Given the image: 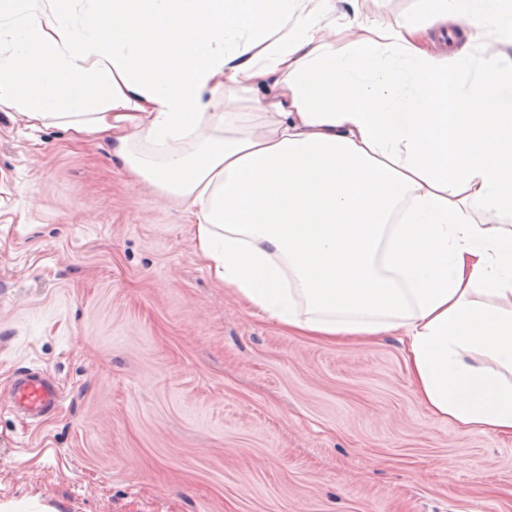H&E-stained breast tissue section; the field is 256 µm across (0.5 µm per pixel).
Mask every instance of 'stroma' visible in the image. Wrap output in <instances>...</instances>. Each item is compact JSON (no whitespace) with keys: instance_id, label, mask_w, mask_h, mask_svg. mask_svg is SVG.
<instances>
[{"instance_id":"1","label":"stroma","mask_w":512,"mask_h":512,"mask_svg":"<svg viewBox=\"0 0 512 512\" xmlns=\"http://www.w3.org/2000/svg\"><path fill=\"white\" fill-rule=\"evenodd\" d=\"M384 25L422 0H335ZM191 215L108 137L0 111V506L23 512H512V437L420 403L396 336L288 335L214 279ZM10 407L40 417L60 402L57 386L50 376L39 369L20 371L8 391Z\"/></svg>"}]
</instances>
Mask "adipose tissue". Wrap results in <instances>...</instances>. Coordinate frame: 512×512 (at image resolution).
Masks as SVG:
<instances>
[{
    "instance_id": "1",
    "label": "adipose tissue",
    "mask_w": 512,
    "mask_h": 512,
    "mask_svg": "<svg viewBox=\"0 0 512 512\" xmlns=\"http://www.w3.org/2000/svg\"><path fill=\"white\" fill-rule=\"evenodd\" d=\"M321 2L0 0V108L108 133L258 315L328 344L403 334L431 414L512 435V0H423L393 25ZM238 93L253 111H226Z\"/></svg>"
}]
</instances>
